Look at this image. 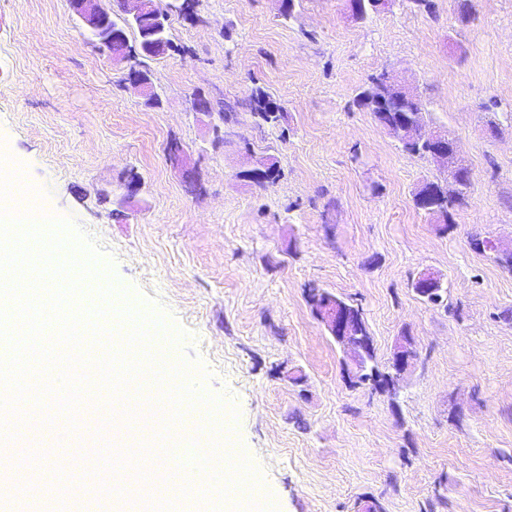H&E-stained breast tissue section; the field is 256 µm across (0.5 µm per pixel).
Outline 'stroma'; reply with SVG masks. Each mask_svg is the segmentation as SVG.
<instances>
[{"label":"stroma","mask_w":512,"mask_h":512,"mask_svg":"<svg viewBox=\"0 0 512 512\" xmlns=\"http://www.w3.org/2000/svg\"><path fill=\"white\" fill-rule=\"evenodd\" d=\"M431 3L390 0L360 21L347 0H294L289 18L279 0H196L169 17L172 51L145 62L151 103L67 0H0V153L112 281L185 332L172 365L199 360L193 379L236 408V444L276 512L370 498L383 512H512V272L470 245L512 244V0ZM383 72L419 93L426 132L453 138L473 172L450 228L413 202L444 170L356 100ZM258 88L278 122L256 120ZM200 93L232 122L195 112ZM173 140L198 187L170 165ZM267 155L280 178L262 190L244 172ZM428 274L445 305L415 293ZM312 286L361 308L379 364L412 337L419 360L396 397L349 386Z\"/></svg>","instance_id":"stroma-1"}]
</instances>
